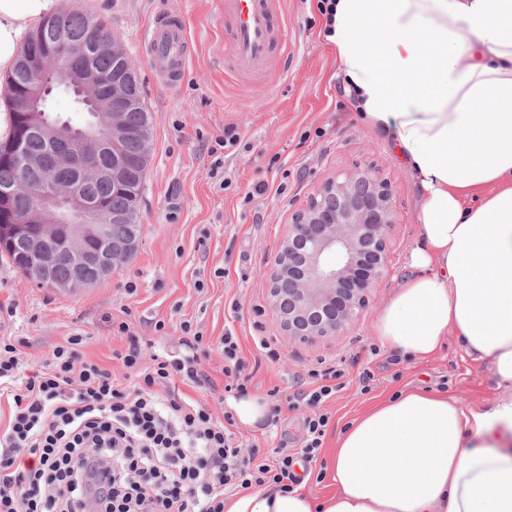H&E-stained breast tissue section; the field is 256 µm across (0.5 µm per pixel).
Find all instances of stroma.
Instances as JSON below:
<instances>
[{
	"mask_svg": "<svg viewBox=\"0 0 512 512\" xmlns=\"http://www.w3.org/2000/svg\"><path fill=\"white\" fill-rule=\"evenodd\" d=\"M286 50L276 52L263 72L235 73L225 35L224 0H69L76 10L106 17L113 36L128 53L151 112V160L139 205L143 232L133 259L95 285L76 292L41 287L0 260V338H25L22 368L34 372L48 363L68 336L84 338L81 352L111 369L121 341L112 323L129 320L146 356L184 357L191 337L183 325L202 331L210 345L200 360L198 380L176 377L172 385L189 400L222 414L224 332L238 336L255 368L250 392L281 390L285 408L277 424L235 425L239 441L270 451L300 445V414L286 405L297 381L319 359L345 363V388L330 402L328 446L359 412L408 386L457 397L466 406H488L504 396L487 363L473 360L456 339L426 362L390 364L378 349L374 321L395 288L410 274L405 264L416 239L421 192L385 134L364 125L356 101L322 30L317 0H281ZM179 17L193 43L185 74L168 87L150 68L142 38L155 15ZM242 143L225 150L215 168L210 149L225 128ZM370 167L391 185V263L362 315L343 334L307 343L286 336L272 316L263 276L278 250L293 211L327 179L355 165ZM219 178H212V171ZM228 181L220 189V181ZM268 185L251 197L254 183ZM135 282L127 292L126 282ZM164 322L156 331V322ZM280 358H265L263 344ZM370 370L376 382L362 392L359 375Z\"/></svg>",
	"mask_w": 512,
	"mask_h": 512,
	"instance_id": "obj_1",
	"label": "stroma"
}]
</instances>
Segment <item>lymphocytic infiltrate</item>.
<instances>
[{"mask_svg": "<svg viewBox=\"0 0 512 512\" xmlns=\"http://www.w3.org/2000/svg\"><path fill=\"white\" fill-rule=\"evenodd\" d=\"M122 345L112 358L134 385L84 359L82 336L53 351L45 371L18 380L22 339H0V381L13 385L14 414L0 436V512H224V492L302 482L297 461L316 462L332 415L326 402L343 389L341 363L318 361L292 409H306L298 452L243 453L232 415L215 419L208 406L168 393L184 365L144 363L131 325L112 324ZM224 390L246 395L252 373L238 340L225 334ZM31 456L29 466L16 464Z\"/></svg>", "mask_w": 512, "mask_h": 512, "instance_id": "lymphocytic-infiltrate-1", "label": "lymphocytic infiltrate"}]
</instances>
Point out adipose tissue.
Segmentation results:
<instances>
[{
    "instance_id": "ef3b65f1",
    "label": "adipose tissue",
    "mask_w": 512,
    "mask_h": 512,
    "mask_svg": "<svg viewBox=\"0 0 512 512\" xmlns=\"http://www.w3.org/2000/svg\"><path fill=\"white\" fill-rule=\"evenodd\" d=\"M335 2L325 38L358 116L421 188L412 274L374 334L418 362L456 338L507 394L402 390L338 433L327 496L264 488L224 512H512V0ZM55 7L0 0V72Z\"/></svg>"
}]
</instances>
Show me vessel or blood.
Listing matches in <instances>:
<instances>
[{
	"instance_id": "b4317fda",
	"label": "vessel or blood",
	"mask_w": 512,
	"mask_h": 512,
	"mask_svg": "<svg viewBox=\"0 0 512 512\" xmlns=\"http://www.w3.org/2000/svg\"><path fill=\"white\" fill-rule=\"evenodd\" d=\"M231 17L228 35L235 70L253 74L263 70L280 34L277 0H227ZM145 52L156 74L168 85L179 82L187 66L189 38L179 18L155 17L145 34Z\"/></svg>"
}]
</instances>
